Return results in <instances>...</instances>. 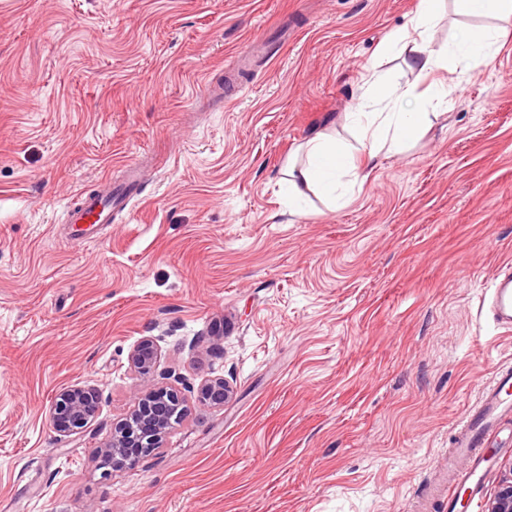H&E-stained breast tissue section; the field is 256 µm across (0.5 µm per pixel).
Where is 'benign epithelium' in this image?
Masks as SVG:
<instances>
[{
	"label": "benign epithelium",
	"mask_w": 512,
	"mask_h": 512,
	"mask_svg": "<svg viewBox=\"0 0 512 512\" xmlns=\"http://www.w3.org/2000/svg\"><path fill=\"white\" fill-rule=\"evenodd\" d=\"M159 350L156 339L145 336L129 355V366L142 379L137 405L129 416L112 431V438L100 449L104 461L112 468L134 465L141 456L161 447L165 435L179 423L185 413L182 397L172 389L157 387L153 377L158 367ZM232 394L224 378L207 379L201 383L199 398L221 405ZM100 408V394L94 388L73 385L55 397L50 418L54 428L68 436L87 430ZM490 500L488 512H512V463Z\"/></svg>",
	"instance_id": "7a95c632"
}]
</instances>
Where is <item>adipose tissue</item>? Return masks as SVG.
<instances>
[{
	"label": "adipose tissue",
	"mask_w": 512,
	"mask_h": 512,
	"mask_svg": "<svg viewBox=\"0 0 512 512\" xmlns=\"http://www.w3.org/2000/svg\"><path fill=\"white\" fill-rule=\"evenodd\" d=\"M454 2L461 13L487 17L488 25L471 29L460 39L434 44L445 0H419L409 25L391 32L378 47L379 56L402 58L415 74V82L393 87L382 74L367 75L363 96L346 115L347 125L356 134L355 144L326 131L316 132L303 146V163L288 168L289 193L304 186L327 206H344L342 183L364 184L380 156L401 152L423 137L432 123L430 105L447 103L448 87L434 81V74L448 71L462 58L477 67L494 66L504 26L512 22V0ZM426 77L430 86L419 89L418 79Z\"/></svg>",
	"instance_id": "adipose-tissue-1"
}]
</instances>
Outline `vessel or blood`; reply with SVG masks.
Instances as JSON below:
<instances>
[{
    "mask_svg": "<svg viewBox=\"0 0 512 512\" xmlns=\"http://www.w3.org/2000/svg\"><path fill=\"white\" fill-rule=\"evenodd\" d=\"M131 190L87 196L68 222L75 237L91 239L93 228L112 221V211L127 206ZM487 314L497 328L512 331V268L498 276ZM512 449V362L500 364L456 428L448 457L436 477L417 496L416 512H457L460 500L477 506L484 496L496 456Z\"/></svg>",
    "mask_w": 512,
    "mask_h": 512,
    "instance_id": "vessel-or-blood-1",
    "label": "vessel or blood"
}]
</instances>
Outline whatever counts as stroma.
<instances>
[{"instance_id":"1","label":"stroma","mask_w":512,"mask_h":512,"mask_svg":"<svg viewBox=\"0 0 512 512\" xmlns=\"http://www.w3.org/2000/svg\"><path fill=\"white\" fill-rule=\"evenodd\" d=\"M418 0H0V512H408L512 332V24L493 68L330 212L283 192ZM271 58L241 66L257 36ZM141 164L136 203L66 240L83 193ZM158 340L187 412L106 471ZM223 377L224 405L201 403ZM101 393L60 435L62 389ZM487 314L497 328L512 331V268H505L491 290ZM231 394L232 387L223 377L207 379L201 383L199 388V398L214 405L224 404ZM100 408L97 389L73 385L55 397L50 418L54 428L64 436L87 430Z\"/></svg>"}]
</instances>
